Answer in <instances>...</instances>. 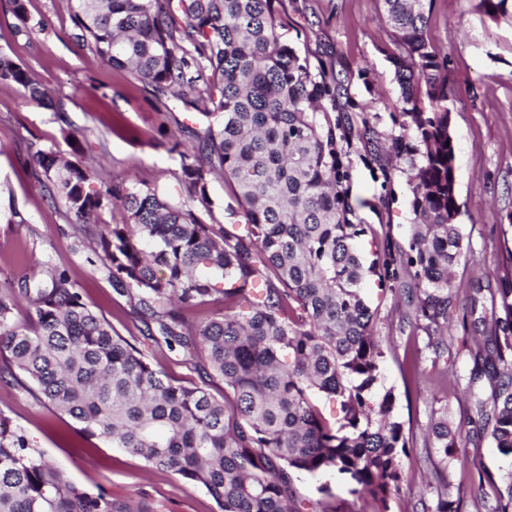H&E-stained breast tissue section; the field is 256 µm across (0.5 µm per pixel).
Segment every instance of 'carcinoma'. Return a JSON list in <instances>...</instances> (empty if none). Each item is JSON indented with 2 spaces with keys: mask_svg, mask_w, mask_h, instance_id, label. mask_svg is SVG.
<instances>
[{
  "mask_svg": "<svg viewBox=\"0 0 512 512\" xmlns=\"http://www.w3.org/2000/svg\"><path fill=\"white\" fill-rule=\"evenodd\" d=\"M396 32L392 63L404 104L402 124L415 143L395 142L409 157L417 224L397 254L366 260L340 190L346 174L332 126L317 113L336 104L340 83L311 71L307 58L281 40L282 0H73L78 41L124 69L165 110L213 105L196 142L177 137L186 199L112 185L86 186L92 169L53 151L33 156L52 185L50 195L77 223L116 205L122 223L107 226L96 247L108 262L112 287L135 293L137 311L154 346L177 345L201 361L202 384H173L161 365L126 339L84 300L63 272L31 287L0 291V381L25 386L35 399L69 416L88 439L141 458L146 465L203 488L219 512H301L294 483L301 473L334 470L391 512L403 483L407 453L392 390L380 391L385 356L374 336L376 313L364 280L396 292L399 272L422 286L415 311L426 329H448L456 298L451 269L464 256L456 219L454 149L449 132L445 58L427 40L426 0H379ZM18 32L46 29L11 0ZM0 80L45 103L41 83L0 59ZM427 99L429 110L420 107ZM221 175L235 187L244 230L207 224V185ZM505 318L497 319L474 356L469 387L495 380L493 408L481 411L499 451L512 455V281L497 289ZM474 289L463 328L484 324ZM224 298V311L195 324L183 308ZM31 308L20 329L13 310ZM224 383L219 399L206 389ZM336 405L326 418L314 403ZM434 448L446 462L460 452L458 429L442 415L432 424ZM486 512H512V475ZM0 512H144L118 503L104 489H78L45 459L25 431L0 420Z\"/></svg>",
  "mask_w": 512,
  "mask_h": 512,
  "instance_id": "cac0c4a2",
  "label": "carcinoma"
}]
</instances>
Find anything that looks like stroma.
I'll return each instance as SVG.
<instances>
[{"label":"stroma","instance_id":"35a3bbf8","mask_svg":"<svg viewBox=\"0 0 512 512\" xmlns=\"http://www.w3.org/2000/svg\"><path fill=\"white\" fill-rule=\"evenodd\" d=\"M28 10L46 22L31 40L17 34L10 0H0V56L27 68L47 95L40 105L27 101L16 84L0 82V289L35 282L47 267L65 272L120 336L142 346L134 299L113 290L108 267L94 252V233L120 223V211L108 206L91 223H76L41 189L32 157L51 150L79 158L92 167L95 190L136 185L179 200L180 159L168 139L190 140L208 120L180 107L158 112L141 83L97 58L90 43L76 41L71 0H29ZM279 33L315 74L343 84L327 117L347 173L342 187L354 209L350 220L367 229L358 240L361 252L406 246L415 222L409 167L391 145L412 139L413 132L398 120L402 102L390 61L397 47L378 0H283ZM426 37L446 57L454 91L450 135L466 253L452 277L457 306L447 360H435L427 347L424 323L405 293L410 279L400 278L393 294L371 283L363 294L377 311L375 334L385 352L381 387L393 391V414L408 441L405 482L392 498V512H434L443 491L459 501L460 512H479L512 476V455H502L489 430L473 422L477 399L490 398L491 387L483 385L475 398L466 387L475 344L462 328L472 289H480L478 313L491 323L503 315L493 292L502 278L512 279V13L493 18L480 0H432ZM75 142L81 153H73ZM442 415L459 427L461 448L444 470L429 438ZM0 419L22 428L80 489L104 488L148 512H217L203 488L149 468L104 440L80 437L70 417L40 405L20 386L0 384ZM482 471L492 482L479 481ZM295 489L306 512L339 503L348 512H371L353 483L333 471L299 475Z\"/></svg>","mask_w":512,"mask_h":512}]
</instances>
